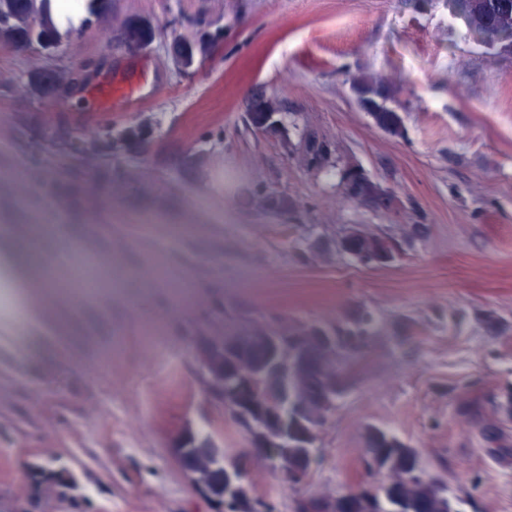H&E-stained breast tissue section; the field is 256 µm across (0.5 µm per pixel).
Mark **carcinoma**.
Instances as JSON below:
<instances>
[{
    "mask_svg": "<svg viewBox=\"0 0 512 512\" xmlns=\"http://www.w3.org/2000/svg\"><path fill=\"white\" fill-rule=\"evenodd\" d=\"M50 0H0V45L15 47L24 44L34 36L45 37L59 43L62 36L47 19ZM448 7L460 19L466 32L491 47H500L512 53V0H448ZM73 82L71 72L46 63L34 64L31 83L37 91L56 90ZM351 88L362 102L380 129L401 136L404 133L401 117L387 107L391 98L383 79L361 74L352 77ZM138 131H118L112 135V147L121 149L135 145ZM346 195L365 197L364 203L376 206V200L384 190L375 182L354 179L350 173L343 176ZM353 251L351 258L363 265L380 261L381 254L388 253L393 259L399 254L398 240L364 228L352 229ZM377 327V317L370 310H358L334 323L308 322L259 324L253 326L252 334L243 336H204L202 341L211 346L213 366L226 372L235 370L240 385L249 386L254 377L250 365L259 360L265 340L282 332L301 338V358L306 369L303 381L297 391L288 396V443L280 444L279 459L270 462L269 468L278 474L288 469V476L300 478L298 468L308 463L309 449L318 447L319 431L336 411L353 371L345 369L335 378L330 373H321L319 360L330 349L314 341L323 334L336 337V344L363 346ZM284 386L281 374L271 372L263 377L255 397V408L251 417L256 426L248 427L247 420L227 413L232 433L243 434L250 428L253 436L265 440H281L277 425L267 418L263 407L264 393L269 389ZM494 413L512 418V391H505L487 399ZM489 444L488 452L494 456L506 457L512 454V446L493 425L482 430ZM175 452L181 461H189L186 474L191 482L217 477L215 466L222 464L227 471L245 466V461L234 454L216 448H207L179 437ZM360 460L365 479L349 491V495L336 494L323 499L307 497L312 512H462L459 502L447 495L445 481L426 469L418 450L403 442L389 430L376 426L367 428V442L361 450ZM234 503L231 512H254L255 505L262 499L251 483H240L231 490Z\"/></svg>",
    "mask_w": 512,
    "mask_h": 512,
    "instance_id": "1",
    "label": "carcinoma"
}]
</instances>
